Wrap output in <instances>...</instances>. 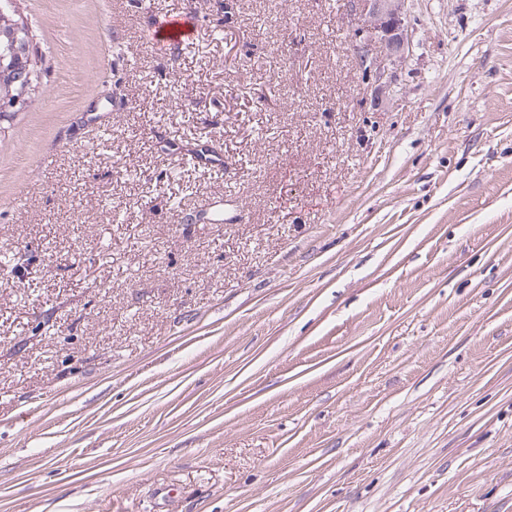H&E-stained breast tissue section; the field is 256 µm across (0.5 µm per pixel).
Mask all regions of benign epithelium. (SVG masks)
<instances>
[{"instance_id":"7a95c632","label":"benign epithelium","mask_w":512,"mask_h":512,"mask_svg":"<svg viewBox=\"0 0 512 512\" xmlns=\"http://www.w3.org/2000/svg\"><path fill=\"white\" fill-rule=\"evenodd\" d=\"M406 0H347L346 11L363 20L355 49L357 63L366 68L368 86L389 92L397 82V66L407 58L410 40L404 29ZM17 15L15 0H0V32L10 28L9 45L19 62L30 58V43ZM15 89L0 95V112H16L25 107L33 87L32 75L15 80Z\"/></svg>"}]
</instances>
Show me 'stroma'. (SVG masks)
Returning <instances> with one entry per match:
<instances>
[{"label":"stroma","instance_id":"1","mask_svg":"<svg viewBox=\"0 0 512 512\" xmlns=\"http://www.w3.org/2000/svg\"><path fill=\"white\" fill-rule=\"evenodd\" d=\"M345 3L17 0L0 512H512V0H408L382 101ZM202 31L201 25L187 15H172L161 19L151 30L149 40L158 51L194 39ZM30 69L33 72L34 86L38 82V72L35 69L33 63L30 65ZM32 73H29L26 78L21 77L15 80V90L9 91V93L2 94L0 96V112H16L25 107L28 101V95L33 87Z\"/></svg>","mask_w":512,"mask_h":512}]
</instances>
